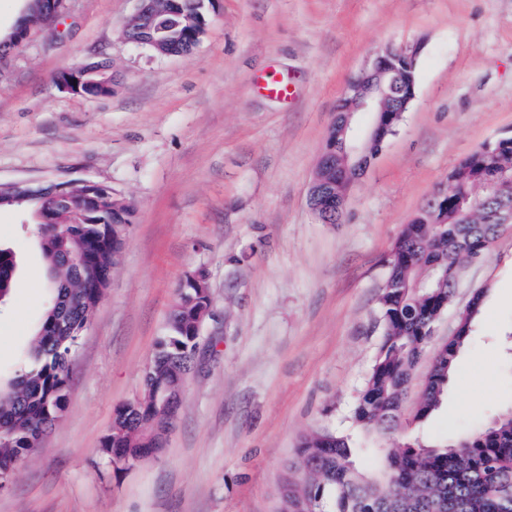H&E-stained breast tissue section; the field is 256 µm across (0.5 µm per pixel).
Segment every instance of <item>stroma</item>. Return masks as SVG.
Segmentation results:
<instances>
[{
  "instance_id": "35a3bbf8",
  "label": "stroma",
  "mask_w": 512,
  "mask_h": 512,
  "mask_svg": "<svg viewBox=\"0 0 512 512\" xmlns=\"http://www.w3.org/2000/svg\"><path fill=\"white\" fill-rule=\"evenodd\" d=\"M137 8L70 0L0 68V181L87 179L134 207L78 340L67 407L0 485V512H279L304 435L382 445L350 410L382 338L387 259L456 165L512 133V0H212L182 56L127 39ZM415 42V100L351 185L343 222L320 223L308 189L348 80L372 49ZM90 61L112 67L111 95L59 89L62 70ZM272 75L294 84V100L261 90ZM32 222L0 210V246L19 263L0 304L1 368L47 305ZM197 270L215 317L174 429L157 456L107 468L114 410L141 394L177 289ZM479 288L483 308L441 408L416 430L423 441L512 409V226L465 269L435 344Z\"/></svg>"
}]
</instances>
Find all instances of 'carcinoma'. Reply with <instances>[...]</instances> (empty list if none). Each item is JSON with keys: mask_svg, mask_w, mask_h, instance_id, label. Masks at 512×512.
<instances>
[{"mask_svg": "<svg viewBox=\"0 0 512 512\" xmlns=\"http://www.w3.org/2000/svg\"><path fill=\"white\" fill-rule=\"evenodd\" d=\"M162 16L155 38L189 52V41L205 24L197 0H160ZM457 187L436 206H424L403 225L387 261L386 285L378 306L383 334L365 383L351 409L354 425L379 437L401 431L397 448L376 449V465L366 466L349 437L323 430L301 440L298 466L304 474L285 489L281 512H512V410L451 440L426 443L411 425L428 419L442 405L460 349L480 314L484 291L458 311V336L442 345L408 424L400 422L408 383L419 357L434 337L437 322L452 305L450 273L485 257L501 225L467 221L488 213L490 197L512 199V136L508 147L480 148L452 170ZM112 187L77 198L73 207L88 212L87 224H36L37 246L48 274V305L17 369L0 372V474L39 442L36 431L53 426L66 409L70 366L78 340L98 305L102 289L93 274L114 264L112 227L96 202L112 205ZM77 255L79 270L66 263ZM18 262L0 248V303L11 293ZM206 276L185 278L169 314L166 334L149 364L158 400L173 379L194 369L193 321L206 292ZM152 402L128 401L114 410L113 431L101 441L104 464L120 470L136 455L157 449Z\"/></svg>", "mask_w": 512, "mask_h": 512, "instance_id": "carcinoma-1", "label": "carcinoma"}]
</instances>
